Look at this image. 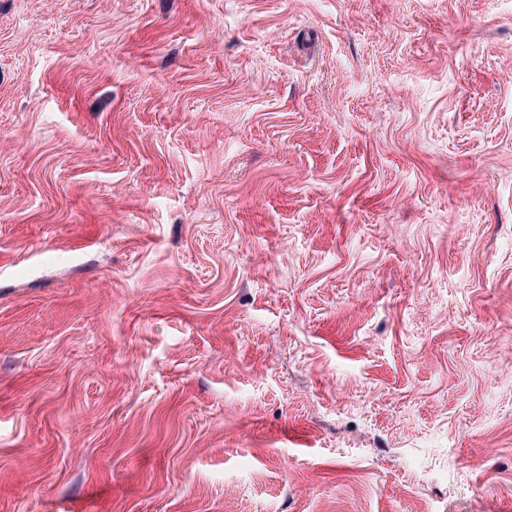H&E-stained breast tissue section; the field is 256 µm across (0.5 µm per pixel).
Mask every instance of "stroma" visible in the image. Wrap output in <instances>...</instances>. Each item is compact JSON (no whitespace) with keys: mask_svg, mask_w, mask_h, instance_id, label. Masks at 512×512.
<instances>
[{"mask_svg":"<svg viewBox=\"0 0 512 512\" xmlns=\"http://www.w3.org/2000/svg\"><path fill=\"white\" fill-rule=\"evenodd\" d=\"M0 512H512V0H0Z\"/></svg>","mask_w":512,"mask_h":512,"instance_id":"35a3bbf8","label":"stroma"}]
</instances>
